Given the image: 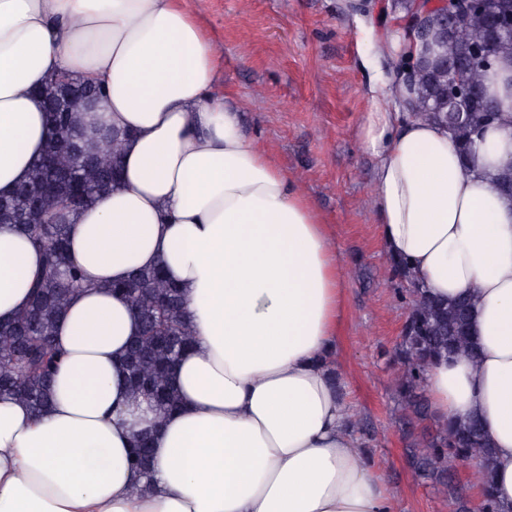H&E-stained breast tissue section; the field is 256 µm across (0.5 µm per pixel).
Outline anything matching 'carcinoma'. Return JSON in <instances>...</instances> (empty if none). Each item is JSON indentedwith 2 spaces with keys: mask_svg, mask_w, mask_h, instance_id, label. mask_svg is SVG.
Segmentation results:
<instances>
[{
  "mask_svg": "<svg viewBox=\"0 0 512 512\" xmlns=\"http://www.w3.org/2000/svg\"><path fill=\"white\" fill-rule=\"evenodd\" d=\"M512 0H480L476 7L448 13V28L424 41L399 28L402 42L417 43L418 56L401 50L395 70L411 76L395 77L410 103L409 117L433 120L448 128L460 155L470 160L475 137L500 120L486 95L472 91L484 86V77L500 57L512 55ZM456 73L459 84H448ZM70 94L102 96L101 88L74 77ZM50 127L43 154L34 162L28 179L9 196H0V225L10 224L27 235L44 256L28 306L11 322L0 324V392L9 391L41 412L50 397L51 383L63 362L54 343L56 322L67 302L84 288L80 269L67 253L69 214L112 190L118 180L121 136L105 130L96 144L85 141L68 112L47 113ZM394 276L406 281L401 299L409 312L402 331L398 357L404 372L396 394L405 410L409 432L420 431L421 446L409 450L415 476L448 496L449 512H471L453 483L450 471L460 463L475 465L482 487L478 512H498L492 494L493 448L481 422L459 424L434 419L424 398L425 375L432 360L459 353L474 354L469 333L472 302L467 298L436 300L413 286L398 261H391ZM135 309L141 332L125 355L133 394L151 400L165 413L177 406L171 375L192 340L180 289L159 268L142 269L114 287ZM434 420V427L425 425ZM131 466L146 475L152 467L150 437L143 434L130 452Z\"/></svg>",
  "mask_w": 512,
  "mask_h": 512,
  "instance_id": "1",
  "label": "carcinoma"
}]
</instances>
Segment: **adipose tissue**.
<instances>
[{"mask_svg":"<svg viewBox=\"0 0 512 512\" xmlns=\"http://www.w3.org/2000/svg\"><path fill=\"white\" fill-rule=\"evenodd\" d=\"M214 44L183 0H0V195L45 146L37 95L67 73L104 87L83 127L124 132L121 180L71 215L70 255L89 283L56 328L66 360L33 414L0 394V512H394L351 426L336 354L342 263L328 227L276 159L214 99ZM504 120L463 162L447 129L405 117L373 84L360 128L376 159L384 248L434 297L469 295L476 356L431 364L434 416L479 418L493 493L512 512V59L486 80ZM163 266L194 342L174 372L180 402L134 396L124 357L140 333L111 284ZM41 266L0 225V323ZM150 434L148 478L128 466Z\"/></svg>","mask_w":512,"mask_h":512,"instance_id":"1","label":"adipose tissue"}]
</instances>
